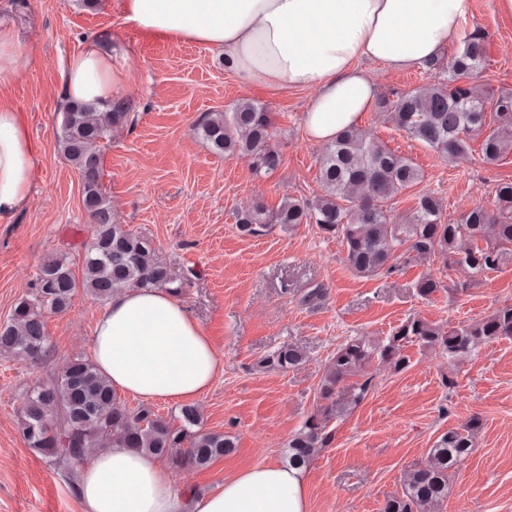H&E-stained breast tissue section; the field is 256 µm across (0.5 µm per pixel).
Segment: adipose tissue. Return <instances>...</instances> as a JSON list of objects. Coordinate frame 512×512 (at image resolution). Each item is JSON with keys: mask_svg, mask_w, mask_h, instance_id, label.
<instances>
[{"mask_svg": "<svg viewBox=\"0 0 512 512\" xmlns=\"http://www.w3.org/2000/svg\"><path fill=\"white\" fill-rule=\"evenodd\" d=\"M470 0H124L127 22L153 38L192 41L268 90L314 89L305 109L310 138L327 143L374 103L364 69L397 72L438 59L459 39ZM129 54L103 31L69 61L66 100L108 104L123 97ZM32 55L0 22V88L25 75ZM41 158L18 108L0 102V223L29 203ZM93 358L114 391L145 404L190 401L222 370L189 310L164 289H124L98 315ZM83 512H307L306 471L251 467L213 492L176 487L159 460L130 448L94 453L78 472Z\"/></svg>", "mask_w": 512, "mask_h": 512, "instance_id": "adipose-tissue-1", "label": "adipose tissue"}]
</instances>
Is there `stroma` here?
<instances>
[{"label":"stroma","instance_id":"35a3bbf8","mask_svg":"<svg viewBox=\"0 0 512 512\" xmlns=\"http://www.w3.org/2000/svg\"><path fill=\"white\" fill-rule=\"evenodd\" d=\"M467 28L485 31L490 61L478 78L493 93L512 92V16L497 0H470ZM123 0H0V20L12 24L32 52V67L0 91L19 107L41 155L33 195L11 223H0V322L31 289L50 256L82 272V254L94 227L82 203L78 171L57 145L62 80L69 57L101 31L120 34L129 49L124 97L129 122L102 150L101 179L114 222L145 233L158 253L197 274L182 301L209 336L223 371L197 401L202 428L234 437V451L208 468L176 470L179 486L205 492L241 470L286 463L288 442L319 403V385L336 349L354 336L380 338L411 317L441 327L479 320L512 304V262L456 295L422 297L416 284L430 276L465 281L463 270L437 261L361 277L345 261L338 237L317 225L274 226L258 237L236 228L254 204L275 211L287 200L320 199L321 144L306 133L307 92H272L252 86L224 66L220 51L201 44L151 39L123 20ZM266 104L274 116L280 164L256 174L250 155L215 152L197 132L213 112L242 102ZM358 129L370 133L420 169L422 180L389 203L404 220L417 196L433 193L454 221L478 205H491L497 184L512 181V154L488 164L480 139L467 159L451 160L408 139L378 108L363 112ZM325 294L307 305L314 286ZM103 302L77 291L64 314L44 313L49 358L37 365L0 355V512H83L66 478L25 441L23 395L50 385L62 364L91 357L94 325ZM304 361L282 371L262 361L283 345ZM401 372L373 362L364 401L332 421L334 437L307 468L308 512H383L400 493L409 467L424 461L437 438L470 418L482 420L471 453L456 467L440 512H512V338L479 345L461 361L439 349L407 346Z\"/></svg>","mask_w":512,"mask_h":512}]
</instances>
